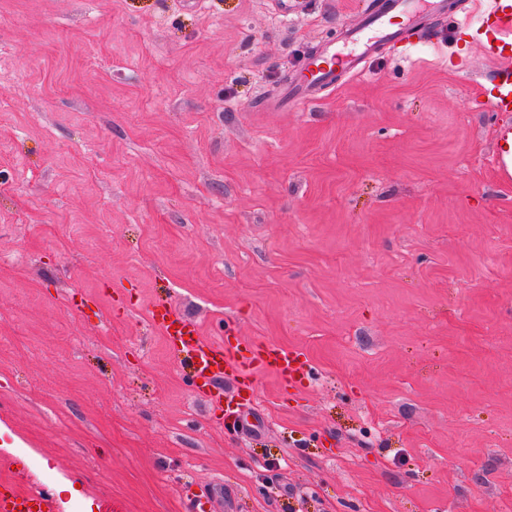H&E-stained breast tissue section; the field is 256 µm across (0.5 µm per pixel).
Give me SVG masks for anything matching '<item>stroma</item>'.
Segmentation results:
<instances>
[{
    "label": "stroma",
    "mask_w": 512,
    "mask_h": 512,
    "mask_svg": "<svg viewBox=\"0 0 512 512\" xmlns=\"http://www.w3.org/2000/svg\"><path fill=\"white\" fill-rule=\"evenodd\" d=\"M0 0V480L59 512H512V188L461 27L269 101L368 0ZM302 348L265 425L149 322ZM78 496L58 492L62 479Z\"/></svg>",
    "instance_id": "stroma-1"
}]
</instances>
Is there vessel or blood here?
<instances>
[{"label": "vessel or blood", "instance_id": "b4317fda", "mask_svg": "<svg viewBox=\"0 0 512 512\" xmlns=\"http://www.w3.org/2000/svg\"><path fill=\"white\" fill-rule=\"evenodd\" d=\"M447 9V0H379L349 29L347 38L352 44L363 47V55L373 54L391 41L424 39L429 28L422 19L423 14ZM463 24L484 55L496 60L512 58V0H488L486 8L478 7L466 13ZM362 57L337 52L331 44L317 49L310 54L295 84L285 92L287 103L301 106L316 101L319 92L339 75L351 79L362 76L365 72ZM482 95L489 111L512 110V70H497ZM488 163L501 185H512V122L497 124ZM150 320L166 334L172 355L189 364L195 378L205 386L212 378L223 375L238 386L262 372L293 384L299 382L305 369L311 366L306 353L298 347L256 342L241 349L207 339L197 323L183 317L173 307L151 314ZM38 507L45 508L46 512H57L56 502L48 491H26L10 482H0V512H34Z\"/></svg>", "mask_w": 512, "mask_h": 512}]
</instances>
